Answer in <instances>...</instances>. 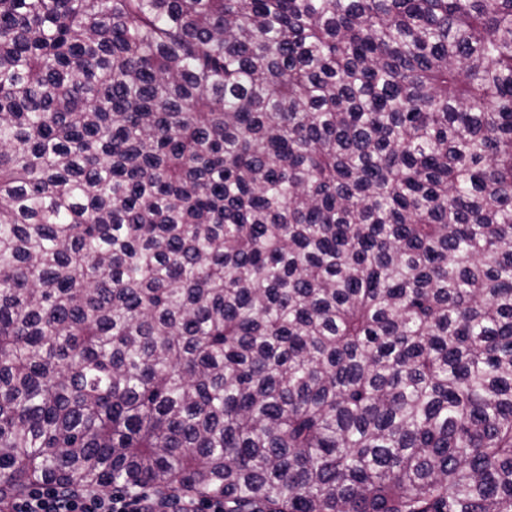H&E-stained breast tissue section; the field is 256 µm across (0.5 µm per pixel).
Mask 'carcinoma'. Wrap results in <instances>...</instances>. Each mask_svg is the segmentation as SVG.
<instances>
[{
    "label": "carcinoma",
    "mask_w": 512,
    "mask_h": 512,
    "mask_svg": "<svg viewBox=\"0 0 512 512\" xmlns=\"http://www.w3.org/2000/svg\"><path fill=\"white\" fill-rule=\"evenodd\" d=\"M512 512V0H0V498Z\"/></svg>",
    "instance_id": "cac0c4a2"
}]
</instances>
